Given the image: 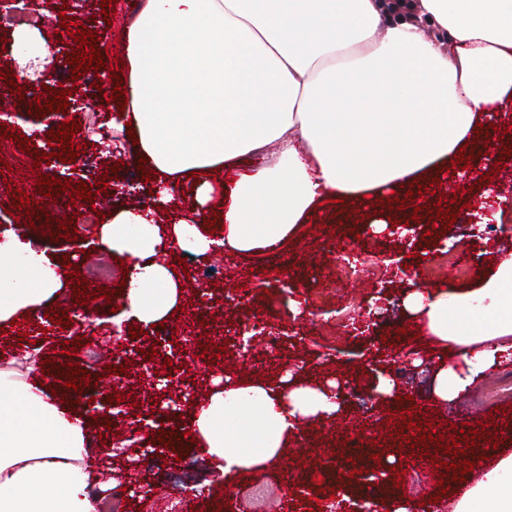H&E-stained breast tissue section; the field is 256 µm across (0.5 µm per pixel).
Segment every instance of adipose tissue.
I'll return each mask as SVG.
<instances>
[{"label":"adipose tissue","mask_w":512,"mask_h":512,"mask_svg":"<svg viewBox=\"0 0 512 512\" xmlns=\"http://www.w3.org/2000/svg\"><path fill=\"white\" fill-rule=\"evenodd\" d=\"M136 156L174 200L198 173L194 204L166 224L122 211L97 230L130 257L128 318L145 325L181 305L169 244L197 257L258 254L318 218L320 204L372 207L441 176L478 124L512 106V0H144L123 34ZM218 209L224 233L199 226ZM68 280L31 242L0 239V324L36 314ZM410 317L453 351L434 394L455 400L475 369L512 356V250L477 288H415ZM32 362L0 372V512H99L83 417L34 386ZM336 382L218 377L192 406L214 475L277 460L310 419L339 415ZM451 512H512V453Z\"/></svg>","instance_id":"adipose-tissue-1"}]
</instances>
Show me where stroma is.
I'll use <instances>...</instances> for the list:
<instances>
[{
	"label": "stroma",
	"mask_w": 512,
	"mask_h": 512,
	"mask_svg": "<svg viewBox=\"0 0 512 512\" xmlns=\"http://www.w3.org/2000/svg\"><path fill=\"white\" fill-rule=\"evenodd\" d=\"M101 0H35L29 15L28 28L37 30L57 57L45 71L44 83L49 90L59 91L64 82L63 70L71 57V38L61 29L60 13L89 23L98 31L100 40L97 51H108L118 56L121 35L133 21V0H119L116 11L119 25H108L101 14ZM93 73H86L76 88L88 103L80 112H67V119H79L82 126L75 137L76 143L85 145L97 160L98 172L108 173L110 180L105 192L97 194L93 205L103 213L130 210L141 212L149 198L157 196L162 188L159 181H146L145 169L134 157V138L128 126L113 123L110 113L92 111L91 106L100 98L93 86ZM6 104L11 122H0V134L12 128L21 131L31 142L32 150L44 152L52 142L49 134L53 124L44 118L40 108L30 107L28 99L19 98L15 86L0 79V104ZM108 128V138H101V128ZM472 165L461 170L453 169L443 183L448 194L457 198L456 203L444 204L443 214L425 213L419 219L422 229L430 233L426 249L394 237L371 233L370 216L348 218L332 224L331 228L313 224L300 225L295 236L287 242L262 253L226 256L215 252L209 255L210 263L221 267L223 286L237 289L251 297V314L261 325L280 336L277 353H268L261 337H254L253 356L242 362L247 378H265L267 383H278L282 372L280 363L287 362L297 368L298 377L320 380L340 377L345 395L342 413L337 420L303 425L297 444L288 448L277 463L263 469V484L280 505L279 512H298L290 500L289 488L294 484L308 487L305 502L310 512H321L320 503L329 499L331 490L346 484L345 475L332 465L337 449L347 448V436L367 434L377 438L379 447L399 446L403 426L397 420L399 412L413 411L418 428H426L422 412L437 411L440 421L463 425L465 435L473 436L474 444L463 453L454 455V462L493 463L502 453H512V361L488 370L465 396L450 403L436 401L433 388L436 370L448 351L434 343L430 337L417 335L413 322L405 311L402 296L407 289L421 281L431 284L465 288L487 274L492 258L485 251L486 241L500 247L512 248V226L492 220V208L466 209L468 189L478 188L487 173V163L480 146L471 150ZM35 225H49L47 237L48 256L54 263H72L74 270H85L89 264L87 246L96 238V225H79L78 237L83 247L59 238L58 222H47L44 212H35ZM479 225L478 236H471V225ZM357 255L364 272L343 274L340 262L343 250ZM122 257L113 254L115 270L111 280L90 279L88 288L96 292L111 290V302L99 306L93 313L90 325L75 327L58 326L48 318L35 317L23 330L26 337H19L22 330L11 326L6 336L0 337V358L5 369H12L15 360L30 355L37 361L59 357L68 341H76L77 364L84 372L95 377L93 385L74 392L58 386L50 378L38 379L44 390H55L66 408L82 412L83 401L109 394L110 378L104 377L103 362L86 364L88 350L102 351L122 344L132 351V364L128 380L137 397L153 394L155 383L143 377V350L149 349L147 335L141 334L139 322L122 320L118 314L122 299L116 288L123 277L119 269ZM411 265L410 274H402L401 266ZM287 269L295 283L292 293L270 287L268 274ZM184 295L190 304L176 313L167 324L175 331V339L185 341L188 356L195 362L185 377L193 385L196 395H203L215 373L224 368L223 360L215 352H202L200 340H221L226 329L212 311L198 308L202 291L195 280L184 283ZM301 300L306 308L303 317L292 318L283 308L288 298ZM136 330V337H129V330ZM400 370L402 397L385 405L374 399V387L382 368ZM114 430L104 432L99 426L88 429L95 448L112 450V476L117 483H125L127 475H135L140 492L127 493L124 512H142L150 501L169 493L181 499V512H238L234 499L225 497L224 487L215 481L207 460L193 446L188 434V419L170 418L155 424L150 411L132 416L131 402L118 405ZM494 414L491 427L473 431L472 424ZM503 432L497 449L487 446L488 439L496 432ZM173 439V447H162L157 457L149 458L145 450L156 439ZM496 438V437H495ZM322 469L324 482L315 483V469ZM479 471L467 472L463 479H455L453 472L441 471L439 482L428 479L424 465L409 466L403 476V488L394 489V497L404 498L409 512H431L441 508L449 512L458 493L473 485Z\"/></svg>",
	"instance_id": "35a3bbf8"
}]
</instances>
